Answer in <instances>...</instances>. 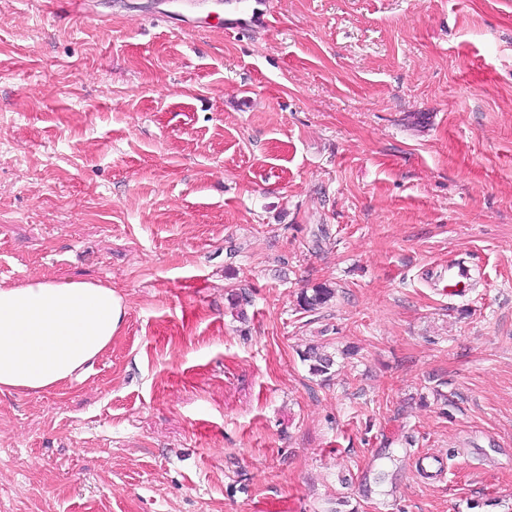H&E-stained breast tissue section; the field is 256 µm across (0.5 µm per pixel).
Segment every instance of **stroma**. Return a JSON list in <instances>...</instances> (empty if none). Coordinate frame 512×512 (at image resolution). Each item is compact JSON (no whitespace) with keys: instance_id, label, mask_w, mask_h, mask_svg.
I'll return each mask as SVG.
<instances>
[{"instance_id":"35a3bbf8","label":"stroma","mask_w":512,"mask_h":512,"mask_svg":"<svg viewBox=\"0 0 512 512\" xmlns=\"http://www.w3.org/2000/svg\"><path fill=\"white\" fill-rule=\"evenodd\" d=\"M273 2L0 0V282L125 307L0 393V512H512V0ZM267 3L266 0H226L222 13L219 10L209 11L205 17L193 21L190 26L193 30L208 28L210 27L208 18L214 15L217 25L225 31L266 30L270 25L269 17L272 15L267 9ZM260 6H264L265 9ZM303 362H306L311 374L323 376L330 373L334 365V359L331 353L321 350L318 347H309L301 354Z\"/></svg>"}]
</instances>
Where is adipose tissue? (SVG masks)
Instances as JSON below:
<instances>
[{
    "label": "adipose tissue",
    "mask_w": 512,
    "mask_h": 512,
    "mask_svg": "<svg viewBox=\"0 0 512 512\" xmlns=\"http://www.w3.org/2000/svg\"><path fill=\"white\" fill-rule=\"evenodd\" d=\"M123 315L121 298L100 284H1L0 392L63 387L111 346Z\"/></svg>",
    "instance_id": "1"
}]
</instances>
